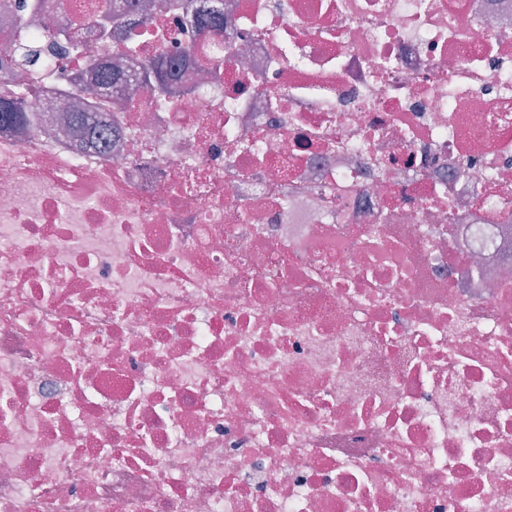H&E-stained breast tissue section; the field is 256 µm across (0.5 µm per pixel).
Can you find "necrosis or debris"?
Wrapping results in <instances>:
<instances>
[{
	"label": "necrosis or debris",
	"instance_id": "obj_1",
	"mask_svg": "<svg viewBox=\"0 0 512 512\" xmlns=\"http://www.w3.org/2000/svg\"><path fill=\"white\" fill-rule=\"evenodd\" d=\"M149 2L0 68V512H512V0ZM88 65L99 73L97 87L99 93L105 95L112 94V89H128L132 86H140L148 82L151 73L156 74L161 81L171 78L168 70L164 72L162 67L153 63L133 74L125 73L120 67L112 68V65L105 64L97 58ZM30 107L23 99L0 98V127L22 121ZM76 121L78 123L79 130L86 135L91 143L105 144L107 141V132L100 129L93 120V114L83 111H76Z\"/></svg>",
	"mask_w": 512,
	"mask_h": 512
}]
</instances>
